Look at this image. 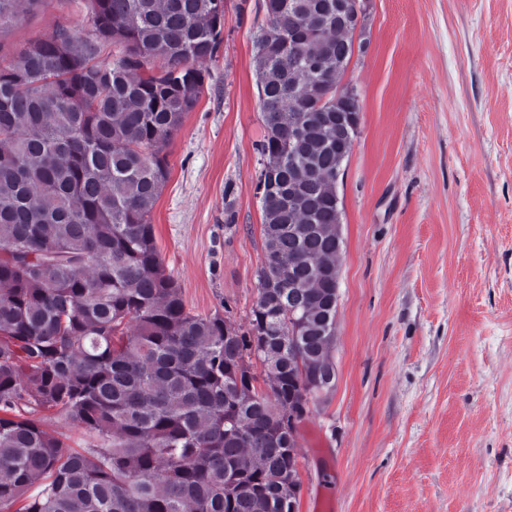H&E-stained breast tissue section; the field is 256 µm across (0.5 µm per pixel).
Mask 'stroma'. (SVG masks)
I'll use <instances>...</instances> for the list:
<instances>
[{"mask_svg": "<svg viewBox=\"0 0 512 512\" xmlns=\"http://www.w3.org/2000/svg\"><path fill=\"white\" fill-rule=\"evenodd\" d=\"M341 78L360 120L343 176L336 385L298 432L299 512H512V0H368ZM85 0L0 31L22 48ZM261 0H224L204 89L164 154L157 246L192 314L257 301Z\"/></svg>", "mask_w": 512, "mask_h": 512, "instance_id": "stroma-1", "label": "stroma"}]
</instances>
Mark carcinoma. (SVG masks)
<instances>
[{
  "mask_svg": "<svg viewBox=\"0 0 512 512\" xmlns=\"http://www.w3.org/2000/svg\"><path fill=\"white\" fill-rule=\"evenodd\" d=\"M48 0H0V30ZM66 26L14 53L0 46V512H292L299 503L288 411L313 396L336 308L344 167L359 121L336 91L354 52L356 0H262L254 36L264 134L256 191L266 261L249 327L185 309L150 213L168 176L163 146L203 90L224 0H86ZM314 69L288 65V4ZM296 98L288 97V87ZM304 119L288 165V125ZM304 202L288 209L297 185ZM307 229L301 360L288 341V251ZM274 382L271 406L253 362ZM70 418L95 438L73 448L42 427ZM38 492L30 493L32 487Z\"/></svg>",
  "mask_w": 512,
  "mask_h": 512,
  "instance_id": "cac0c4a2",
  "label": "carcinoma"
}]
</instances>
